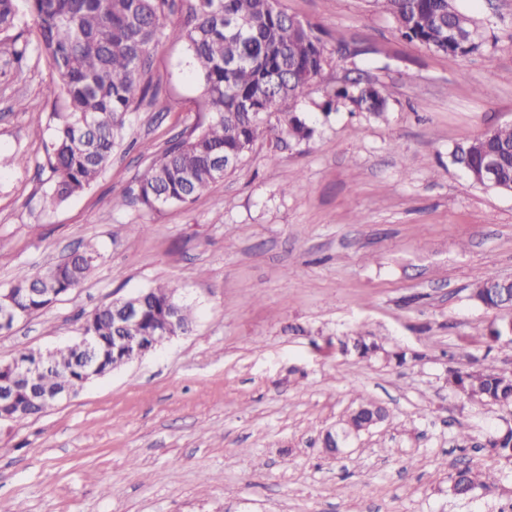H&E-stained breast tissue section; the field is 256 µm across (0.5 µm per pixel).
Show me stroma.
<instances>
[{
  "instance_id": "obj_1",
  "label": "stroma",
  "mask_w": 512,
  "mask_h": 512,
  "mask_svg": "<svg viewBox=\"0 0 512 512\" xmlns=\"http://www.w3.org/2000/svg\"><path fill=\"white\" fill-rule=\"evenodd\" d=\"M457 3L485 43L452 63L402 39L375 0H280L328 51H360L298 101L314 136L256 144L210 192L153 211L115 199L206 119L186 46L152 51L157 100L129 114L97 182L54 203L44 131L64 109L60 79L36 54L9 65L0 36V290L77 246L100 253L77 292L0 332V361L69 344L89 312L161 282L196 313L192 332L0 424V512H512V462L485 446L512 407L444 382L456 366L512 370V344L484 337L498 313L468 299L481 278H512V194L448 163L456 143L512 123V0ZM357 81L382 90L383 118L324 111ZM359 331L411 361L342 354ZM364 398L385 420L325 455L321 432ZM466 464L495 472L496 490L453 495Z\"/></svg>"
}]
</instances>
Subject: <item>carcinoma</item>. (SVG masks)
I'll return each mask as SVG.
<instances>
[{
  "label": "carcinoma",
  "instance_id": "1",
  "mask_svg": "<svg viewBox=\"0 0 512 512\" xmlns=\"http://www.w3.org/2000/svg\"><path fill=\"white\" fill-rule=\"evenodd\" d=\"M395 23L398 34L458 60L483 44L473 35L476 22L460 11L456 0H378ZM36 33L24 37L27 25L15 0H0V32H15L9 63L21 65L35 52L48 61L61 81L65 111L55 114L49 142L45 143L51 172L50 197L63 202L88 189L112 160L123 136L126 118L149 96H156L145 79V61L161 40L186 44L192 68L204 81V124L171 139L161 155L134 179L122 201L157 210L167 205L194 201L222 180L215 169L219 158L233 161L232 172L260 139L282 136L301 143L315 129L295 111L314 80L334 61L321 31L297 24L280 8L279 0H27ZM243 17L247 26L238 30L234 21ZM352 100L361 112L382 116L387 99L373 84L354 86L333 94L326 103L336 110ZM497 160L494 175L502 189L512 190V125L500 126L460 142L448 152L451 165L462 169L471 182L483 185V165ZM98 259L92 247L74 250L65 261L36 274H24L11 286L13 297L30 317L51 306L53 297L40 288L78 290ZM144 319L140 336H155L166 329L177 334L192 331L193 307L178 300L177 288L157 285L138 296ZM469 299L477 306L503 315L512 310V286L495 276L472 284ZM97 336L94 362L108 372L119 361L112 350L118 334L112 322V306L104 305L87 315ZM354 345L362 359L381 358L400 366L404 351L385 349L375 336H358ZM44 359L52 364L36 374L35 387L52 392L82 380L85 361L73 348L60 347ZM448 386L480 404H512V375L493 364L477 369H448ZM364 413L349 416L343 431L361 432L375 404L363 400ZM487 446L512 459V431L497 430ZM460 494L475 488L492 492L495 474L457 470Z\"/></svg>",
  "mask_w": 512,
  "mask_h": 512
}]
</instances>
